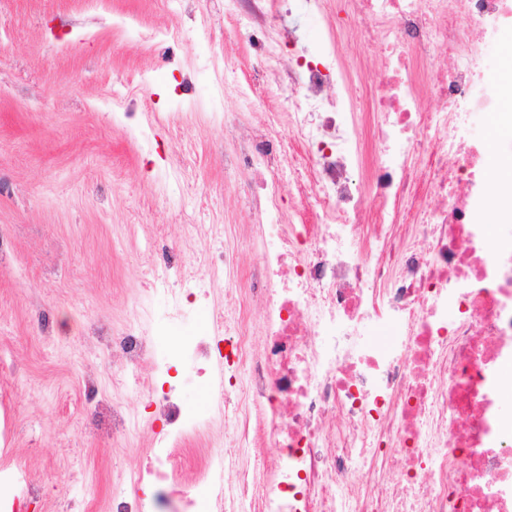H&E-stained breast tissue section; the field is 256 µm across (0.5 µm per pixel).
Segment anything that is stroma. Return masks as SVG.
Segmentation results:
<instances>
[{
    "mask_svg": "<svg viewBox=\"0 0 512 512\" xmlns=\"http://www.w3.org/2000/svg\"><path fill=\"white\" fill-rule=\"evenodd\" d=\"M161 26L177 45L154 39ZM250 39L226 25L224 0H0V448L43 487L42 512H109L151 446L101 432L85 387L94 375L99 398L141 408L94 332L141 308L161 260L151 241L252 220L253 172L225 171L223 128L196 114L269 111L239 108L224 81L229 60L265 85ZM127 107L147 138L113 123Z\"/></svg>",
    "mask_w": 512,
    "mask_h": 512,
    "instance_id": "35a3bbf8",
    "label": "stroma"
}]
</instances>
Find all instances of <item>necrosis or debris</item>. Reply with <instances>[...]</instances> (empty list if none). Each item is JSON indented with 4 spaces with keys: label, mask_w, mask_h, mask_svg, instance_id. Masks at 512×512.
<instances>
[{
    "label": "necrosis or debris",
    "mask_w": 512,
    "mask_h": 512,
    "mask_svg": "<svg viewBox=\"0 0 512 512\" xmlns=\"http://www.w3.org/2000/svg\"><path fill=\"white\" fill-rule=\"evenodd\" d=\"M228 2L237 27L262 28L251 47L270 76L262 88L238 84L237 97L265 91L280 107L224 125L225 168L261 172L255 224L204 233L251 231L265 247L244 269L220 248L189 261L163 245L148 281L167 299L164 320L190 316L219 286L212 325L161 355L147 309L105 337L120 363L150 364L133 380L162 423L112 512H512V417L501 405L512 232L481 220L492 204L512 221V183L464 134L512 95V77L487 56L512 28V0ZM292 12L324 29L283 82L277 64L295 35L272 22ZM348 40L377 47L378 84L342 52ZM175 360L215 377V419L167 387ZM217 421L232 430L219 452ZM2 482L14 493L0 512L39 503L23 470L1 466Z\"/></svg>",
    "instance_id": "4bbe7bcc"
}]
</instances>
